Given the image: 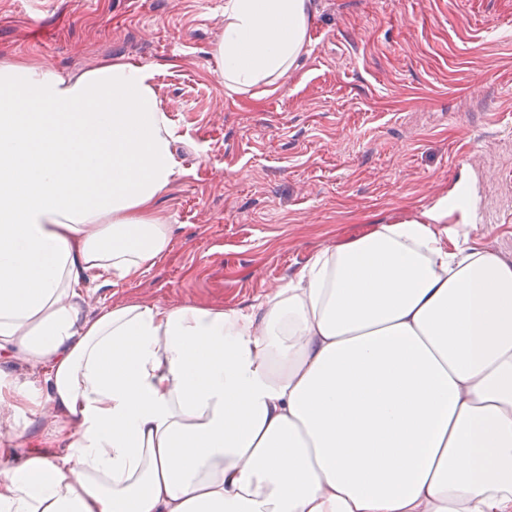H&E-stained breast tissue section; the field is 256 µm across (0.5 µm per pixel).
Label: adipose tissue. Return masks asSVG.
<instances>
[{"label": "adipose tissue", "mask_w": 512, "mask_h": 512, "mask_svg": "<svg viewBox=\"0 0 512 512\" xmlns=\"http://www.w3.org/2000/svg\"><path fill=\"white\" fill-rule=\"evenodd\" d=\"M308 0H225L231 92L304 54ZM148 69L0 64V427L51 412L65 454L0 461V512H512V265L424 219L315 256L251 312L82 308L142 277L179 172ZM0 371L8 373L20 382H28L45 390L47 372L44 367L15 359L0 356Z\"/></svg>", "instance_id": "adipose-tissue-1"}]
</instances>
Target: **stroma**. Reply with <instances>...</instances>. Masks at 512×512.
Here are the masks:
<instances>
[{
    "instance_id": "obj_1",
    "label": "stroma",
    "mask_w": 512,
    "mask_h": 512,
    "mask_svg": "<svg viewBox=\"0 0 512 512\" xmlns=\"http://www.w3.org/2000/svg\"><path fill=\"white\" fill-rule=\"evenodd\" d=\"M0 0V62L79 73L149 67L175 117L183 173L155 210L167 257L94 284L87 307L130 300L252 311L323 250L422 219L455 236L466 182L485 220L468 243L512 265V0H309L310 44L275 89L231 94L212 57L219 0Z\"/></svg>"
}]
</instances>
